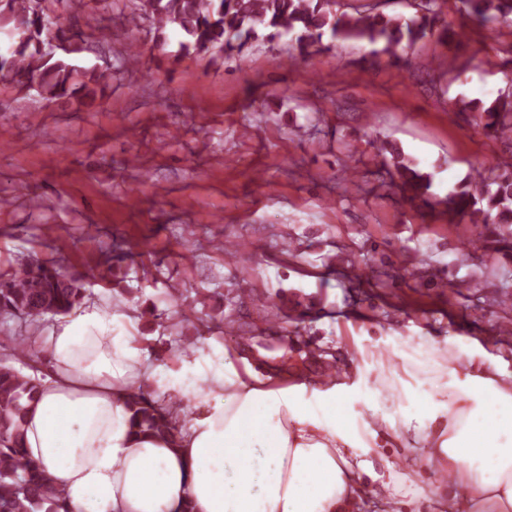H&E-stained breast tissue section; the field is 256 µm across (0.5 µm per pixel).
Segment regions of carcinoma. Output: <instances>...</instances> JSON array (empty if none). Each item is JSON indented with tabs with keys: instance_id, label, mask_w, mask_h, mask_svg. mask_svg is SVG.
<instances>
[{
	"instance_id": "cac0c4a2",
	"label": "carcinoma",
	"mask_w": 512,
	"mask_h": 512,
	"mask_svg": "<svg viewBox=\"0 0 512 512\" xmlns=\"http://www.w3.org/2000/svg\"><path fill=\"white\" fill-rule=\"evenodd\" d=\"M336 0H142L141 10L150 14L156 31L175 29L183 37L180 53H205L209 64L220 67L224 60L241 53L247 40L260 31L268 37H291L298 54L290 64L304 60L310 49L322 44L325 35L333 40L365 41L382 45L394 55L401 44L413 46L425 38L446 43L461 33L448 28L437 0H418L413 17L388 16L365 10L356 14L336 12ZM465 14L493 29L512 17V0H463ZM16 15L28 18L13 23L18 38L10 57L0 60V71L20 94L32 91L47 101L64 97H88L106 83L109 73L83 67L67 57L44 50L47 40L76 37L40 6V0H9ZM505 87L488 106L460 100L462 110L481 109L487 136L512 138V70L504 72ZM389 153L391 184L412 205L428 204L430 180L416 169L415 162L394 148ZM448 219H466L472 224L504 228L498 242L512 251V163L491 182L473 176L448 192L442 201ZM83 299V288L62 267L36 263L23 265L0 278V314H10L32 324L47 315L69 312ZM39 391L37 376L25 375L10 365L0 366V512H69L60 490L45 470L27 457L25 417L28 405ZM133 426L139 431L168 435L173 430L165 411L148 399L132 395Z\"/></svg>"
}]
</instances>
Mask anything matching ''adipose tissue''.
I'll list each match as a JSON object with an SVG mask.
<instances>
[{
    "instance_id": "adipose-tissue-1",
    "label": "adipose tissue",
    "mask_w": 512,
    "mask_h": 512,
    "mask_svg": "<svg viewBox=\"0 0 512 512\" xmlns=\"http://www.w3.org/2000/svg\"><path fill=\"white\" fill-rule=\"evenodd\" d=\"M115 318L88 297L31 338L48 373L28 407L27 453L72 512H352L375 495L360 473L385 441L462 479L448 512H512V373L476 340L394 362L376 345L354 378L270 387L198 347L181 350L179 369L151 364ZM394 377L410 401L389 419L373 405ZM138 391L175 435L133 429ZM189 395L187 421L178 402Z\"/></svg>"
}]
</instances>
